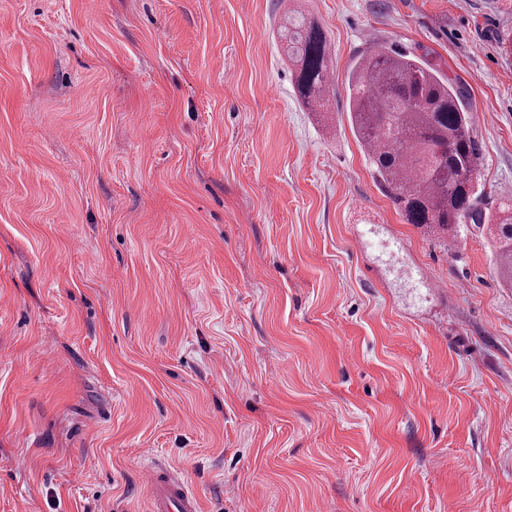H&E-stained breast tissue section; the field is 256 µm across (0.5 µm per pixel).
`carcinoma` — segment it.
I'll use <instances>...</instances> for the list:
<instances>
[{"label": "carcinoma", "mask_w": 512, "mask_h": 512, "mask_svg": "<svg viewBox=\"0 0 512 512\" xmlns=\"http://www.w3.org/2000/svg\"><path fill=\"white\" fill-rule=\"evenodd\" d=\"M280 38L297 93L313 111H328L332 47L324 31L293 12ZM348 111L386 196L408 224L447 232L461 224H495L497 266L512 285V198L491 212L475 190L482 155L470 128L464 92L417 56L399 49L359 52L347 75Z\"/></svg>", "instance_id": "cac0c4a2"}]
</instances>
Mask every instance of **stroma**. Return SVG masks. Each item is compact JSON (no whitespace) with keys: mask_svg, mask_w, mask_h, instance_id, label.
I'll return each mask as SVG.
<instances>
[{"mask_svg":"<svg viewBox=\"0 0 512 512\" xmlns=\"http://www.w3.org/2000/svg\"><path fill=\"white\" fill-rule=\"evenodd\" d=\"M333 50L297 96L286 5ZM512 0H0V512H512L493 225L406 223L349 120L359 50L465 90L512 195ZM146 483L151 490V512H198V498L177 469L150 467Z\"/></svg>","mask_w":512,"mask_h":512,"instance_id":"1","label":"stroma"}]
</instances>
